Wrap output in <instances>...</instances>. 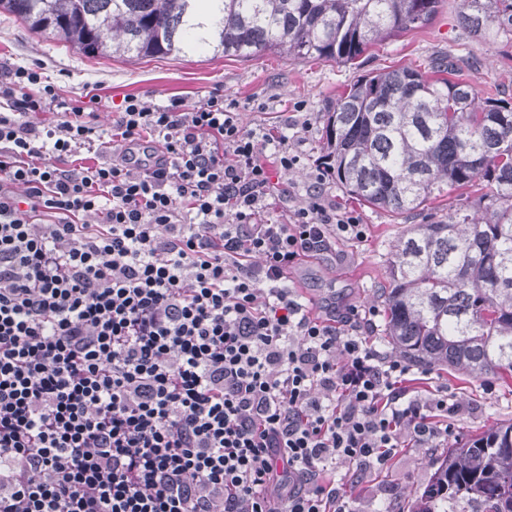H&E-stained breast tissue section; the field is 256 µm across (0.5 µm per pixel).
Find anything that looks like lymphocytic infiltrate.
<instances>
[{"instance_id": "obj_1", "label": "lymphocytic infiltrate", "mask_w": 512, "mask_h": 512, "mask_svg": "<svg viewBox=\"0 0 512 512\" xmlns=\"http://www.w3.org/2000/svg\"><path fill=\"white\" fill-rule=\"evenodd\" d=\"M0 100V512H353L363 475L447 441L456 405L405 391L376 309L315 315L290 286L366 226L320 166L272 217L287 129L217 92L132 96L104 129L35 65L0 66Z\"/></svg>"}]
</instances>
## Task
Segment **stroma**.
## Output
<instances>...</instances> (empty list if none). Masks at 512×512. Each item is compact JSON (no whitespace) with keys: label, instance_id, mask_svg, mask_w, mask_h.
Wrapping results in <instances>:
<instances>
[{"label":"stroma","instance_id":"stroma-1","mask_svg":"<svg viewBox=\"0 0 512 512\" xmlns=\"http://www.w3.org/2000/svg\"><path fill=\"white\" fill-rule=\"evenodd\" d=\"M459 7L460 0H443L432 24L375 47L359 69L332 61L298 62L279 54L250 60L211 53L130 60L116 53L91 59L51 37L31 32L21 21L3 13L0 63H40L60 98L92 101L99 122L105 126L122 111L130 96L158 105L175 102L190 111L202 105L209 91L220 90L239 102L246 128H287L304 166L274 174L273 179L278 189L300 198L309 186V170L322 157L324 111L363 71L406 66L421 70L449 53L458 60L460 78L512 103V35L499 33L490 41L474 36L462 27ZM485 191L480 182L467 189H451L432 198L425 210L392 216L362 206L337 182H330L326 186L328 198L337 207L360 212L367 237L362 241L336 240L329 251L293 270L291 278L315 310L380 306L395 241L410 225L425 223L431 217L447 219L466 197ZM406 387L423 394L448 388L458 406L450 420L453 431L449 440L453 443L512 420V389L491 377L474 379L432 368L425 374L414 373ZM442 453L439 447L404 449L386 468L355 487L357 512H375L380 505L387 512H410L413 493L429 483Z\"/></svg>","mask_w":512,"mask_h":512}]
</instances>
